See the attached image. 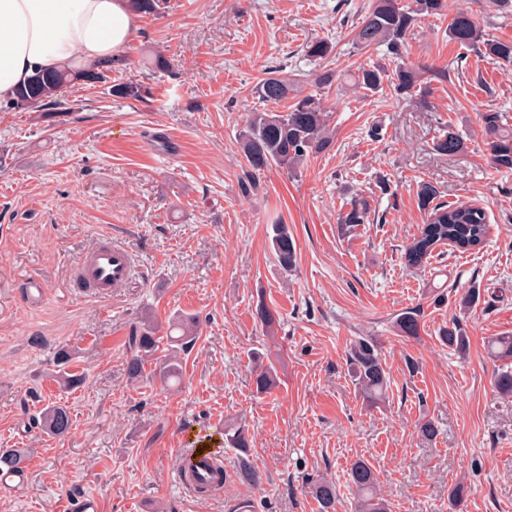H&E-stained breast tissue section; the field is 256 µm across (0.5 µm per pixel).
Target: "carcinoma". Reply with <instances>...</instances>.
<instances>
[{
    "mask_svg": "<svg viewBox=\"0 0 512 512\" xmlns=\"http://www.w3.org/2000/svg\"><path fill=\"white\" fill-rule=\"evenodd\" d=\"M162 4L163 0H130L132 10L138 15L154 14ZM446 9V0H372L368 12L353 28V44L360 51L385 46L393 67H359L353 77V88L375 94L388 85L400 95L416 96L421 106L427 104L431 84L447 81L451 66L428 67L405 60V36L418 19L440 16ZM448 34L462 45L476 47L493 63L512 65V41L484 37L480 23L467 14L461 13L452 19ZM332 49L329 40L320 39L306 45L305 55L325 59ZM110 71L112 64L106 62L90 69L39 73L17 90L12 105L18 109L40 108L65 112L70 109V103L58 97L63 87L76 85L81 88L99 83ZM111 92L114 97L138 101L143 98L144 86L134 80L124 81L113 84ZM255 94L259 101L268 105L288 99L292 100V104L286 112L263 108L249 113L239 135L245 165V177L241 182L244 195L252 191L266 170L276 166L295 174L307 160L329 151L334 144L330 112L320 98L305 92L302 80L289 77L283 67L270 69L255 87ZM478 120L483 145L492 163L499 170H512V126L505 122L503 113L495 108L479 112ZM463 146V140L450 128L442 130L434 142V150L442 156L454 155ZM417 201L424 214V224L420 225L419 233L404 249L402 258L405 267H425L435 251L444 245L463 251L471 241H485L487 221L482 207L470 203L441 202L437 188L429 182L419 185ZM346 206L338 223L343 237L352 235L359 225L369 223L372 212L370 200L362 194L352 196ZM271 251L284 274L295 271L297 251L287 224L280 221L272 224ZM253 314L261 326L270 331L279 323L277 312L262 299L256 301ZM393 327L402 337H419L421 310L415 307L403 310L393 319ZM170 329L181 332L177 337H168L178 348L162 357L156 356L162 340L158 336L159 328L148 324L135 330V334L129 338L134 353L126 362L128 378H142L145 364L152 361L153 376L159 378L161 383L181 379V354L195 343L198 322L191 317H179ZM439 336L449 350L459 355L466 353L469 340L459 323H449L440 329ZM488 352L499 361L512 362V335L493 337L488 341ZM253 360L252 379L256 394L271 393L279 384L276 370L258 355L253 356ZM347 362L365 405L376 407L383 404L387 399L390 379L380 345L369 336L356 339L348 351ZM57 382L61 389L70 390L81 386L85 377L63 367L57 375ZM494 387L499 395L512 397V368L497 372ZM40 420L42 430L56 437L67 435L72 427L70 411L60 403L47 405L42 410ZM225 440L229 447L238 452L239 479L249 484H259L261 474L249 459L251 444L248 432L239 426L229 427L225 429ZM348 476L354 492V512H388L377 490L378 478L368 462L363 459L354 461ZM311 489L321 506V512H335L337 490L333 481L317 478L311 482Z\"/></svg>",
    "mask_w": 512,
    "mask_h": 512,
    "instance_id": "carcinoma-1",
    "label": "carcinoma"
}]
</instances>
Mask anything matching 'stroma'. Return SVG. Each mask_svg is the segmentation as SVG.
<instances>
[{
  "label": "stroma",
  "mask_w": 512,
  "mask_h": 512,
  "mask_svg": "<svg viewBox=\"0 0 512 512\" xmlns=\"http://www.w3.org/2000/svg\"><path fill=\"white\" fill-rule=\"evenodd\" d=\"M370 0H165L136 19L132 43L107 82L68 88L66 113L0 102V448L30 455L27 489L0 494V512H67L91 494L100 512H319L308 477L338 490L336 512H352L348 470L367 460L390 512H512V398L493 387L497 367L486 341L512 334V171L490 163L478 114L493 106L512 123V66L482 60L445 29L463 12L488 37L512 40V15L493 0H447L445 15L422 19L406 38V60L455 67L428 106L392 87L366 96L351 76L386 63L384 50H357L351 30ZM327 38L329 57L312 61L307 42ZM155 51L167 73L144 68ZM283 64L298 77L329 68L338 79L317 90L332 111L334 146L297 175L272 168L242 194L238 134L258 107L254 89ZM132 79L149 89L134 101L110 86ZM463 151L438 155L441 128ZM390 192H382L381 182ZM442 201L482 207L488 236L480 249L444 246L424 268H406L403 247L424 215L421 182ZM371 196L374 221L341 236L338 219L352 194ZM289 225L298 268L283 277L268 245L274 219ZM103 236L138 260L119 295L76 292L79 255ZM40 276L41 303L27 304L25 282ZM445 284L435 301L431 283ZM480 297L463 306L468 289ZM276 309L267 331L252 316L257 298ZM422 311L418 339L396 335L402 310ZM200 320L183 357L184 380H129L128 338L173 314ZM459 321L470 347L441 346L439 328ZM360 336L375 338L390 372L389 399L366 407L346 365ZM74 350L70 370L83 386L60 392L58 349ZM268 354L279 386L259 396L252 352ZM51 401L65 404V437L40 426ZM434 421L425 440L419 427ZM243 425L252 440L257 485L240 483L224 451L222 496L191 495L175 481L185 437ZM466 494L450 508L457 483Z\"/></svg>",
  "instance_id": "obj_1"
}]
</instances>
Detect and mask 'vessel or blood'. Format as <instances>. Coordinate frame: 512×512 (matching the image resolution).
<instances>
[{
  "label": "vessel or blood",
  "mask_w": 512,
  "mask_h": 512,
  "mask_svg": "<svg viewBox=\"0 0 512 512\" xmlns=\"http://www.w3.org/2000/svg\"><path fill=\"white\" fill-rule=\"evenodd\" d=\"M134 265L132 251L124 244L105 236L79 256L75 267V284L90 295H113L128 286ZM223 456V449L207 448L198 444L183 449L176 474L177 482L191 490L207 484L213 461ZM29 474L28 467L23 465L0 469V492L23 490L28 483Z\"/></svg>",
  "instance_id": "vessel-or-blood-1"
}]
</instances>
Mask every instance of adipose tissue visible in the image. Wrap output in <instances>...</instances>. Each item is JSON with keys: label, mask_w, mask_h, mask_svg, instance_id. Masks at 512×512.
Instances as JSON below:
<instances>
[{"label": "adipose tissue", "mask_w": 512, "mask_h": 512, "mask_svg": "<svg viewBox=\"0 0 512 512\" xmlns=\"http://www.w3.org/2000/svg\"><path fill=\"white\" fill-rule=\"evenodd\" d=\"M135 29L128 0H0V101L36 73L119 58Z\"/></svg>", "instance_id": "adipose-tissue-1"}]
</instances>
